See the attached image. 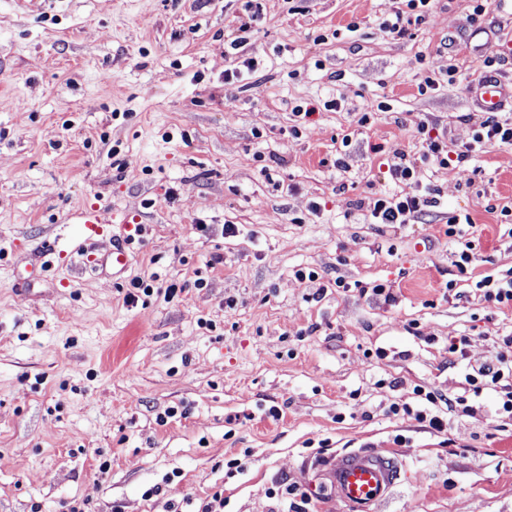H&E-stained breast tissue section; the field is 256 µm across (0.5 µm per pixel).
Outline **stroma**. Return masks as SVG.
<instances>
[{"mask_svg":"<svg viewBox=\"0 0 512 512\" xmlns=\"http://www.w3.org/2000/svg\"><path fill=\"white\" fill-rule=\"evenodd\" d=\"M247 3L0 0V512H198L219 489L224 512H281L270 488L312 489L315 460L366 447L401 462L380 512H512L498 387L444 435L388 413L415 386L452 397L467 368L512 358V308L458 280L444 234L469 214L474 275L512 269L498 213L512 148L439 168L416 136L433 126L453 151L480 131L471 87L488 70L512 81V57L484 65L512 15L490 4L475 22L472 0H434L397 39L379 22L399 0H261L256 20ZM429 69L439 86L422 95ZM376 99L390 111L362 123ZM380 193L436 203L373 224L355 203ZM92 204L139 221L122 272L43 253L80 240ZM138 277L154 292L127 302ZM381 282L395 301L355 289ZM454 336L469 344L451 364Z\"/></svg>","mask_w":512,"mask_h":512,"instance_id":"stroma-1","label":"stroma"}]
</instances>
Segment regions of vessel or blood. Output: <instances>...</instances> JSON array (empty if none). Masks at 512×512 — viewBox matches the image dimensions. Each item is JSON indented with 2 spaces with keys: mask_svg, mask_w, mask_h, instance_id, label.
<instances>
[{
  "mask_svg": "<svg viewBox=\"0 0 512 512\" xmlns=\"http://www.w3.org/2000/svg\"><path fill=\"white\" fill-rule=\"evenodd\" d=\"M484 111H500L512 88L497 75L483 74L473 86ZM320 486L343 502L348 512H377L396 487L400 467L396 457L382 448H359L340 454L317 472Z\"/></svg>",
  "mask_w": 512,
  "mask_h": 512,
  "instance_id": "1",
  "label": "vessel or blood"
}]
</instances>
